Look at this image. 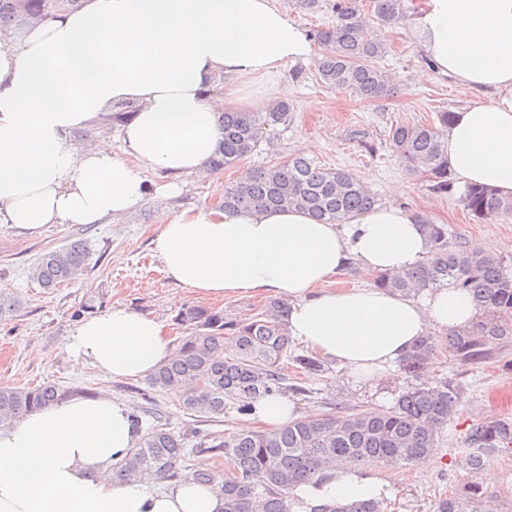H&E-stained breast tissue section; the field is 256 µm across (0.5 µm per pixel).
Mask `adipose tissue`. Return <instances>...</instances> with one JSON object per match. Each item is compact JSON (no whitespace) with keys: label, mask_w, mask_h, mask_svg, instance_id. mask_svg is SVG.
Returning <instances> with one entry per match:
<instances>
[{"label":"adipose tissue","mask_w":512,"mask_h":512,"mask_svg":"<svg viewBox=\"0 0 512 512\" xmlns=\"http://www.w3.org/2000/svg\"><path fill=\"white\" fill-rule=\"evenodd\" d=\"M419 20L435 71L478 95L448 128L449 170L512 196V0H423ZM313 52L271 0H84L22 33L0 31V224L31 234L100 224L144 202L147 171L206 175L223 137L220 113L257 106L249 80L273 91L283 66ZM121 103L135 106L121 151L74 138ZM421 222L394 204L342 224L296 209H188L164 222L153 246L183 289L287 301L293 338L373 384L419 337L479 315L451 284L418 296L331 287L352 261L369 274L421 263L430 251ZM69 348L112 379L148 374L174 354L160 320L117 304L82 320ZM137 441L128 409L108 397L1 425L0 512H224L223 496L190 474L161 491L112 482L113 464ZM390 494L388 480L348 461L295 488L290 512Z\"/></svg>","instance_id":"1"}]
</instances>
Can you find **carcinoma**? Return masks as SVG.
<instances>
[{
    "label": "carcinoma",
    "instance_id": "carcinoma-1",
    "mask_svg": "<svg viewBox=\"0 0 512 512\" xmlns=\"http://www.w3.org/2000/svg\"><path fill=\"white\" fill-rule=\"evenodd\" d=\"M405 0H370L374 24L361 17L362 0H296L304 10L322 7L329 21L314 31L325 47L317 62V75L327 86L366 100L389 92L378 61L387 52L383 29L406 16ZM80 0H0V26H23L59 12L73 10ZM290 104L280 100L263 112H223L224 139L209 168L219 172L234 167L253 151L261 129L288 120ZM452 112L437 113L438 124H397L388 138L404 165L430 178L438 193H454L448 179L445 134ZM459 199L466 211L482 221L512 216V198L480 185H467ZM377 205L376 196L353 173L324 168L298 156L283 165L250 169L224 189L225 209L266 211L298 209L322 223L342 224ZM422 230L431 249L419 265L396 273L375 275L373 287L404 295L452 283L470 292L482 312L471 327L448 332L439 339L426 336L399 362V370L412 380L387 410L364 413L327 412L298 418L278 428L241 429L223 440L195 432L196 447L224 453L230 469L219 478L198 474L199 482L224 496V512H288L289 493L295 487L321 478V466L330 460L351 459L360 464L383 463L397 467L417 462L439 447L462 406V387L444 378L424 381V372L437 358L440 347L455 364L484 362L494 345L512 341V275L490 253H472L452 242L445 224L423 220ZM88 249L74 241L44 254L32 268V277L51 289L77 278L87 265ZM20 301L0 289V319L19 310ZM288 304L271 302L254 315L233 318L222 310L190 307L177 320L188 330L178 355L162 361L149 375L148 385L174 394L190 416L224 417L234 410L247 416L253 403L264 396L308 390L291 380L325 371L324 361L298 353L288 334ZM62 399L53 385L37 388L0 386V425ZM467 451L460 464L470 475L464 495L443 499L438 512H478L484 495L477 476L485 458L499 450L512 451V419L478 420L464 440ZM183 438L158 424L150 427L130 453L113 467L118 482L175 476L185 460ZM314 512H385L377 500L336 502Z\"/></svg>",
    "mask_w": 512,
    "mask_h": 512
}]
</instances>
